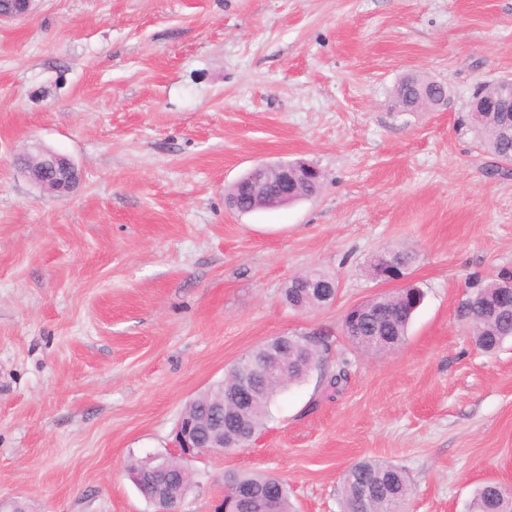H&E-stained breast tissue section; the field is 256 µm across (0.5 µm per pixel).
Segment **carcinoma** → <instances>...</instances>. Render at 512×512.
<instances>
[{
  "label": "carcinoma",
  "instance_id": "1",
  "mask_svg": "<svg viewBox=\"0 0 512 512\" xmlns=\"http://www.w3.org/2000/svg\"><path fill=\"white\" fill-rule=\"evenodd\" d=\"M430 84L429 93L441 100L446 96L443 83L414 77V82L394 92L396 105L404 109L414 105L420 87ZM471 129L481 138L483 145L500 161L512 163V134L502 132V114L482 112L477 120H468ZM323 176L291 184L288 197L305 199L315 195L321 188ZM508 277L503 273L476 289L463 306V315L471 317L472 335L476 345L485 352L497 350L503 341L512 337V296H508L501 308L498 320L484 321L478 312L484 304L496 298L500 280ZM419 290L402 288L387 299H370L365 302L366 312L356 332L347 330L352 346L369 353H382L400 346L405 340L409 322ZM286 303L296 311H308L322 306L324 295L316 288H309L298 279H293L283 290ZM287 355L288 375L266 382L261 375L255 376V389L249 401L237 402L239 377L250 371L254 362L261 361L265 354L257 346L248 355L237 361L225 374L224 384H216L199 394L185 407L183 414L207 424L212 420V405L216 395L224 394V443L237 439L250 443L266 426L269 407L277 393L291 385L303 382L309 374L321 368L332 349L331 334L307 336L303 333L277 336ZM169 470L167 489L180 498L191 488V477L182 468L179 457H166ZM274 499L276 512H294L287 485L273 475L240 474L232 476L224 494V507L228 512H250L252 507L243 493ZM412 486L405 472L390 463L377 460H362L345 471L339 493L343 512H404L412 495ZM469 512H512V490L496 482L480 486L474 493Z\"/></svg>",
  "mask_w": 512,
  "mask_h": 512
}]
</instances>
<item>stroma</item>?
<instances>
[{
  "label": "stroma",
  "instance_id": "obj_1",
  "mask_svg": "<svg viewBox=\"0 0 512 512\" xmlns=\"http://www.w3.org/2000/svg\"><path fill=\"white\" fill-rule=\"evenodd\" d=\"M445 102L405 112V77ZM512 78V0H35L0 24V500L29 512H154L131 463L177 455L186 404L257 345L335 332L320 372L279 394L247 447L186 459L177 512H217L233 473H269L297 512H341L353 463L401 467L410 512H468L512 487V338L474 345L460 310L512 270V164L466 121ZM67 156L66 198L19 157ZM307 161L319 193L241 214L255 166ZM424 299L404 343L366 355L345 311L400 284ZM337 282L298 312L297 274ZM348 359L347 381L323 374ZM413 82L405 87L401 86V91L398 92L397 88L394 92V100L400 109H405L407 106H413L418 97V91L424 83L430 84L429 93L434 96L438 101L444 98L447 93V87L443 83L434 82L433 80L425 79L415 76ZM418 82V83H416ZM432 83V85H431ZM469 512H512V490L496 482L480 486L474 493Z\"/></svg>",
  "mask_w": 512,
  "mask_h": 512
}]
</instances>
